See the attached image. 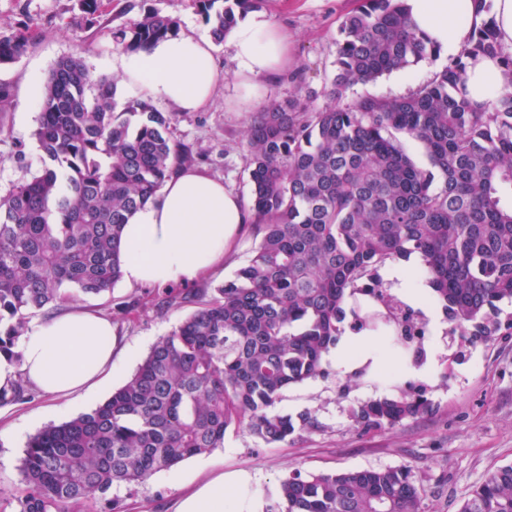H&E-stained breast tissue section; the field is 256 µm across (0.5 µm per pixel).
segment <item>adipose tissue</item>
Listing matches in <instances>:
<instances>
[{
  "mask_svg": "<svg viewBox=\"0 0 512 512\" xmlns=\"http://www.w3.org/2000/svg\"><path fill=\"white\" fill-rule=\"evenodd\" d=\"M417 29L446 53L461 49L484 16L473 0H408ZM228 45L240 79L281 72L288 64V35L266 17L239 22ZM124 78L143 100L195 112L220 92L216 49L204 37L183 33L150 49L124 55ZM466 90L475 101L503 85L498 60L468 59ZM253 213L222 179L185 166L125 224L122 280L128 287L193 284L223 272L232 241ZM112 319L100 310L67 304L26 331L18 351L0 352V391L25 381L52 397L80 398L115 369Z\"/></svg>",
  "mask_w": 512,
  "mask_h": 512,
  "instance_id": "adipose-tissue-1",
  "label": "adipose tissue"
}]
</instances>
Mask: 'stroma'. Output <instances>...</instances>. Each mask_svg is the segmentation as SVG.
I'll return each instance as SVG.
<instances>
[{
	"mask_svg": "<svg viewBox=\"0 0 512 512\" xmlns=\"http://www.w3.org/2000/svg\"><path fill=\"white\" fill-rule=\"evenodd\" d=\"M356 5L357 0H264L260 15L274 19L290 36L286 70L246 86L236 76L230 50L218 48L222 98L196 112L173 113L175 135L201 154L204 170L221 177L243 200L251 198L244 136L256 112L273 97L295 93L310 96L317 107L327 103L339 25ZM153 10L177 18L180 31L210 34L211 26L193 0H112L93 25L82 20L75 0H0V30L26 23L40 32L17 61L0 67V80L14 94L12 108L0 112V192L42 166L34 136L39 113L27 103L40 98L59 58L81 53L95 76L115 82L117 105L138 98L137 86L122 76L123 51L113 45L110 31ZM448 60L439 54L433 61L355 86L352 93L407 96ZM160 295L157 287L130 288L119 282L104 295L86 298V305L113 317L117 368L82 402L38 393L27 401L0 403V426L21 429L19 436L0 441V512H14V498L23 490L20 467L29 439L109 398L152 345L191 313L188 305H162ZM120 302L129 303L128 312L116 313ZM427 321L431 334L423 341L426 358L420 366L373 335L365 337V351L356 365L328 353L325 375L286 389L276 412L305 414L312 420L311 427L296 430L287 443L268 445L232 428L223 447L160 471L144 483L113 487L110 497L120 499L124 512H174L187 493L217 477L237 476L240 484L229 486L226 497L233 512H264L279 480L296 468L333 474L403 467L420 491L423 512H459L490 470L512 464V326L501 324L489 340L464 347L452 359L442 309H435ZM411 385L425 389L429 408L424 413L380 429L354 422L352 412L362 402L399 394Z\"/></svg>",
	"mask_w": 512,
	"mask_h": 512,
	"instance_id": "1",
	"label": "stroma"
}]
</instances>
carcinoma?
Wrapping results in <instances>:
<instances>
[{"instance_id":"carcinoma-1","label":"carcinoma","mask_w":512,"mask_h":512,"mask_svg":"<svg viewBox=\"0 0 512 512\" xmlns=\"http://www.w3.org/2000/svg\"><path fill=\"white\" fill-rule=\"evenodd\" d=\"M262 0H195L218 43ZM88 23L102 0H77ZM159 11L110 31L127 51L177 35ZM26 24L0 33V66L38 38ZM407 0H358L339 27L328 96L258 112L245 142L255 245L224 285L169 288V306L195 310L150 349L136 371L88 412L32 437L15 512H96L114 486L219 448L234 427L267 444L288 441L306 415L273 411L281 393L326 373L324 357L350 330L385 335L424 358L427 323L383 288L380 270L417 254L453 328L471 340L496 331L512 303V48L491 20L460 55L406 97L348 92L435 58ZM500 59L503 87L483 102L465 93V59ZM115 86L82 56L62 57L42 90L36 139L42 167L0 194V352L48 306L98 296L121 280V230L180 167L201 154L174 137L171 117L136 99L116 111ZM137 118L131 124V118ZM416 141L426 163L406 151ZM111 162L103 164L102 157ZM22 381L0 403L28 400ZM423 392L366 401L365 427L423 413ZM266 512H422L405 468L335 474L291 471ZM460 512H512V465L491 471Z\"/></svg>"}]
</instances>
